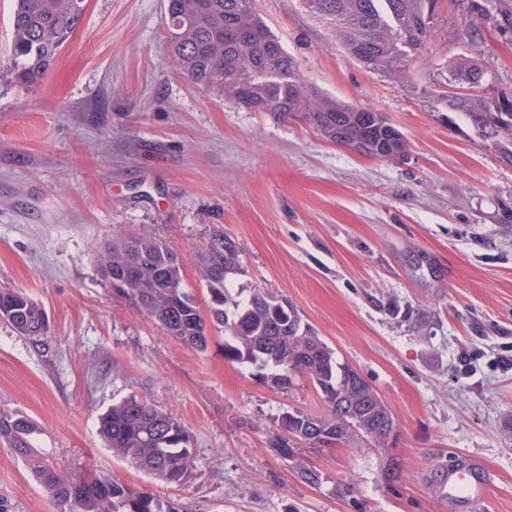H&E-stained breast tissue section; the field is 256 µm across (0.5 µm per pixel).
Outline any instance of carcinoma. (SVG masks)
Masks as SVG:
<instances>
[{
  "label": "carcinoma",
  "mask_w": 512,
  "mask_h": 512,
  "mask_svg": "<svg viewBox=\"0 0 512 512\" xmlns=\"http://www.w3.org/2000/svg\"><path fill=\"white\" fill-rule=\"evenodd\" d=\"M312 12L334 25L336 39L349 51L364 41L368 56L363 65L397 76L407 73L409 61L431 38L436 0H305ZM85 0H16L12 42L16 77L37 84L58 58L79 26ZM169 46L178 72L205 90L254 112H269L316 129L326 140L357 148L352 136L336 135V124L357 126L376 110L323 97L296 71L293 60L271 33L254 7V0H167ZM487 72L478 56H464L448 69V107L462 114L487 139L502 159L512 164V133L498 127L508 117L498 112L499 101L487 100L479 90L467 89L465 79ZM232 242L216 227L198 254L199 281L205 300L184 287L182 261L172 259L176 248L167 239L142 227L121 234L99 252L100 270L112 291L134 309L146 313L188 349L203 353L209 329L224 331V358L248 363L273 387H286L293 372L306 368L315 374L330 408L321 418L336 437V398L343 373L336 352L311 329L284 299L264 288L233 289L244 272L239 247L225 253ZM206 309H201V304ZM0 320L19 335L40 341L49 329L43 307L26 292L0 288ZM313 416L287 413L279 419L284 431L300 433ZM36 428L18 412L0 410V444L13 448L31 474L67 512H182L172 500L146 490L79 469L52 464L32 443ZM100 433L112 453L148 475L180 485L193 472L191 437L183 425L162 408L131 397L100 417Z\"/></svg>",
  "instance_id": "1"
}]
</instances>
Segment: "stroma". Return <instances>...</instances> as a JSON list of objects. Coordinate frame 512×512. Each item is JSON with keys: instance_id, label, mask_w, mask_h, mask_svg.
Wrapping results in <instances>:
<instances>
[{"instance_id": "1", "label": "stroma", "mask_w": 512, "mask_h": 512, "mask_svg": "<svg viewBox=\"0 0 512 512\" xmlns=\"http://www.w3.org/2000/svg\"><path fill=\"white\" fill-rule=\"evenodd\" d=\"M165 7L86 0L55 64L27 87L12 72L14 0H0V288L25 290L50 324L36 343L0 322V409L33 421L50 460L183 512H463L435 485L467 455L495 475L484 512H512V223L499 219L512 164L444 96L450 63L474 48L484 96L512 94V0H440L401 78L365 68L303 0H255L308 85L406 136L400 161L193 85L173 63ZM217 224L242 252L238 285L286 299L395 420L385 443L355 435L306 452L321 485L299 480L271 443L282 415L327 413L306 377L265 384L225 360L216 329L207 352L186 348L116 297L98 266L118 231L148 226L198 288L196 255ZM132 396L189 432L184 484L107 447L99 416ZM1 496L15 512H59L0 444Z\"/></svg>"}]
</instances>
